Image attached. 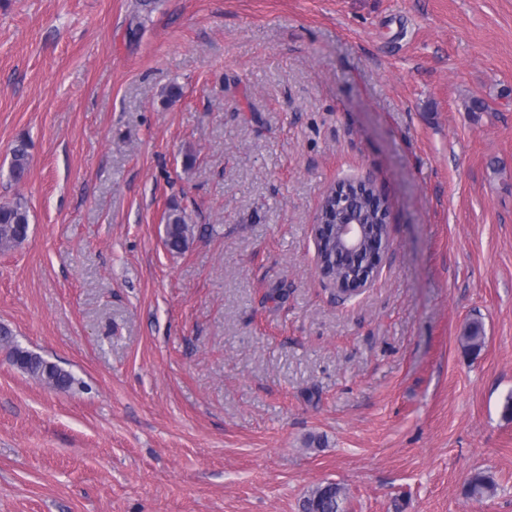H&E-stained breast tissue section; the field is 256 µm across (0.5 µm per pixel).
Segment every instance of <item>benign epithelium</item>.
<instances>
[{"label": "benign epithelium", "instance_id": "1", "mask_svg": "<svg viewBox=\"0 0 512 512\" xmlns=\"http://www.w3.org/2000/svg\"><path fill=\"white\" fill-rule=\"evenodd\" d=\"M372 186V177L367 175L357 182L356 192ZM353 190L338 185L332 192L333 209L336 212L335 224L313 225L314 241L323 236L333 235L338 243L335 269L317 264L319 275L335 288L352 296L368 287L378 274L383 254L389 239L377 240L369 236L368 216L376 213L378 219L387 222V205L380 193L370 197L363 194L364 207L359 209L352 203Z\"/></svg>", "mask_w": 512, "mask_h": 512}]
</instances>
